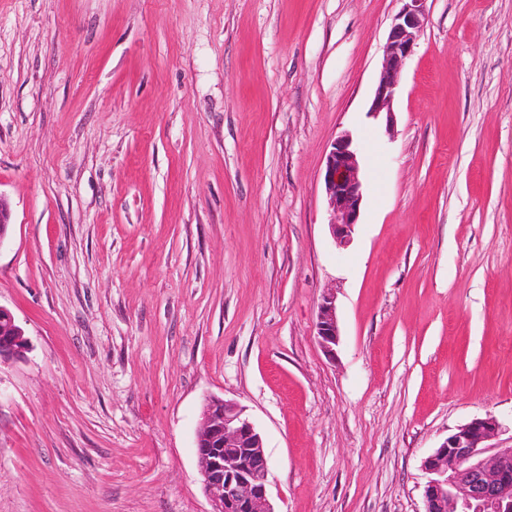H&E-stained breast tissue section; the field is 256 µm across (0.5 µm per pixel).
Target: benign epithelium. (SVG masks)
Wrapping results in <instances>:
<instances>
[{
	"mask_svg": "<svg viewBox=\"0 0 512 512\" xmlns=\"http://www.w3.org/2000/svg\"><path fill=\"white\" fill-rule=\"evenodd\" d=\"M395 15L379 81L368 113L394 132L393 102L401 74L425 21L426 0H403ZM328 227L335 244L347 247L359 224L364 173L353 137H337L326 156L323 175ZM316 336L332 357L339 343L334 294L322 296ZM28 339L10 310L0 306V359L20 357ZM501 423L488 415L459 426L426 457L430 475L424 487L425 512H512V448L485 455ZM196 456L211 512H275L268 495V462L261 434L237 402L206 399L196 434Z\"/></svg>",
	"mask_w": 512,
	"mask_h": 512,
	"instance_id": "7a95c632",
	"label": "benign epithelium"
}]
</instances>
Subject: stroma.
<instances>
[{"mask_svg":"<svg viewBox=\"0 0 512 512\" xmlns=\"http://www.w3.org/2000/svg\"><path fill=\"white\" fill-rule=\"evenodd\" d=\"M402 6L0 0V305L30 342L0 360V512H209L210 396L261 433L275 512H425L459 426L512 446V0H427L388 136ZM404 3L395 15L382 62L379 81L374 90L368 113L380 119L385 132H394L393 102L399 91L401 74L425 21L427 0H402ZM364 181L353 137L344 133L332 143L323 175L329 208L327 225L335 244L340 248L351 243L355 228L360 224ZM315 329L318 342L324 352L328 356H334L339 343V328L336 318V299L333 293L322 296Z\"/></svg>","mask_w":512,"mask_h":512,"instance_id":"stroma-1","label":"stroma"}]
</instances>
